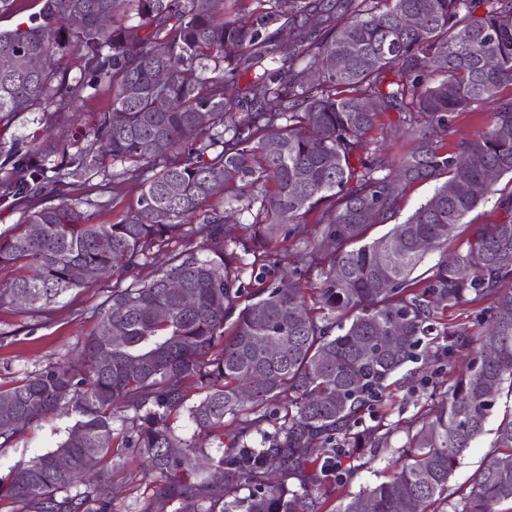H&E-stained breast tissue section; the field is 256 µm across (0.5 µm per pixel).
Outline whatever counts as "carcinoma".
<instances>
[{
  "label": "carcinoma",
  "mask_w": 512,
  "mask_h": 512,
  "mask_svg": "<svg viewBox=\"0 0 512 512\" xmlns=\"http://www.w3.org/2000/svg\"><path fill=\"white\" fill-rule=\"evenodd\" d=\"M405 14L422 24L400 27ZM17 47L40 65L0 68L1 116L70 112L103 91L112 108L83 146L9 151L17 178L0 199L27 207L24 230L0 233V265L26 273L0 289V308L40 313L181 248L147 279L112 280L78 356L0 387V448L46 417L71 420L55 447L0 480V501L16 512H117L114 476L133 455L160 484L129 512H321L333 500L328 512H364L367 502L371 512H512V470L496 455L448 493L501 394H512V191L497 200L506 220L459 233L512 175V99L476 137L439 145L454 114L512 85V0H42L25 28L0 30V53ZM70 54L74 75L62 66ZM159 69L169 74L162 87ZM436 72L443 80L432 81ZM243 73L253 74L247 94L235 92ZM367 98L377 110L357 111ZM382 112L399 115L408 146L397 158L369 138ZM107 159L124 165L113 190L132 181L139 193L117 222L94 224L66 187ZM425 181L437 182L431 197L396 222L407 189ZM47 194L61 202H36ZM219 194L261 220L228 234L210 205ZM202 210L204 223H189ZM421 240L456 246L418 275ZM281 241L302 246L298 265L242 300L243 256L261 281ZM312 275L316 308L301 288ZM172 279L190 300L167 288ZM484 300L485 330L443 331L452 340L436 357L470 361L453 386L432 390L429 411L358 429L389 380L429 356L426 338L448 309ZM397 432L392 474L339 495L352 470L336 454L362 467L361 449L389 448ZM495 435L511 458L512 410ZM276 469L299 484L271 483Z\"/></svg>",
  "instance_id": "carcinoma-1"
}]
</instances>
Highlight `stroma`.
I'll return each instance as SVG.
<instances>
[{"label": "stroma", "mask_w": 512, "mask_h": 512, "mask_svg": "<svg viewBox=\"0 0 512 512\" xmlns=\"http://www.w3.org/2000/svg\"><path fill=\"white\" fill-rule=\"evenodd\" d=\"M109 104V96L104 95L82 103L74 116L37 110L7 121L0 120V179L11 175L10 168L3 165L10 148L42 142L48 131L60 140L80 139L86 122ZM119 170V165H106L100 173L74 179L69 188V198L88 202L87 212L93 223L118 221L128 205L136 201L134 183H124L120 191H113L112 176ZM111 285V279L106 277L90 287L74 290L34 317L0 310V385H10L25 373L79 352L85 337L96 325L90 310L106 297ZM464 364L461 358L452 364L431 359L424 364L409 365L408 369L395 374L384 406L389 420H407L423 414L428 408L427 397L432 388L450 387ZM497 421V416L489 417L488 434L480 437L466 452L449 480L450 489L468 485L480 466L491 458V430ZM68 424V419L52 416L27 429L17 442L0 451V477L8 478L18 461L31 459L54 447L64 438Z\"/></svg>", "instance_id": "obj_1"}]
</instances>
